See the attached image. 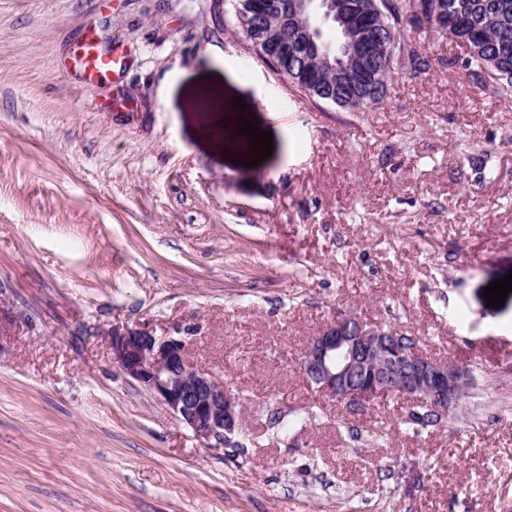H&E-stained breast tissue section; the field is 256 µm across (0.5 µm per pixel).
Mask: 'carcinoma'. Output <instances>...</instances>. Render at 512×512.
I'll use <instances>...</instances> for the list:
<instances>
[{"label": "carcinoma", "mask_w": 512, "mask_h": 512, "mask_svg": "<svg viewBox=\"0 0 512 512\" xmlns=\"http://www.w3.org/2000/svg\"><path fill=\"white\" fill-rule=\"evenodd\" d=\"M289 0H235L238 8L254 3L262 14L288 19ZM346 13L370 14L368 22L378 50L354 82L338 89L329 86L332 73L314 60H306L302 44L307 40L300 31H285L288 44L281 52L288 61L289 84L309 101L362 112L370 104L383 100L390 77L426 73L431 68L427 48L407 32V26L427 25L465 50V70L473 81L489 85L507 101L512 99V43L504 47L492 38L495 32L512 29V0H342ZM342 35L335 20L324 24L315 37L322 47H333ZM396 48L391 53L388 47ZM302 418L275 414L272 428L287 436ZM442 419L424 404L406 409L403 425L414 435L439 426Z\"/></svg>", "instance_id": "carcinoma-1"}]
</instances>
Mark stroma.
<instances>
[{
	"label": "stroma",
	"mask_w": 512,
	"mask_h": 512,
	"mask_svg": "<svg viewBox=\"0 0 512 512\" xmlns=\"http://www.w3.org/2000/svg\"><path fill=\"white\" fill-rule=\"evenodd\" d=\"M411 33L430 70L356 114L290 89L233 0H0V512H512V294L482 296L512 270V101ZM85 35L120 66L68 72ZM243 116L272 134L256 166ZM338 310L472 366L442 426L305 379ZM115 327L188 331L250 443H199Z\"/></svg>",
	"instance_id": "stroma-1"
}]
</instances>
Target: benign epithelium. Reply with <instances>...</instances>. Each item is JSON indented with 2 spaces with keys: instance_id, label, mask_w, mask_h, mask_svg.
<instances>
[{
  "instance_id": "obj_1",
  "label": "benign epithelium",
  "mask_w": 512,
  "mask_h": 512,
  "mask_svg": "<svg viewBox=\"0 0 512 512\" xmlns=\"http://www.w3.org/2000/svg\"><path fill=\"white\" fill-rule=\"evenodd\" d=\"M314 0H291L290 18L312 35ZM242 40L273 21L260 16L238 19ZM366 46L356 29L345 32L343 52L357 58ZM112 360L140 384L207 448H235L242 430L240 398L210 371L194 364L189 337L156 336L146 329L114 328L109 335ZM303 374L331 397L354 410L389 395L427 403L448 414L467 373L451 362L438 361L409 349L395 330L338 312L307 345L300 363Z\"/></svg>"
}]
</instances>
